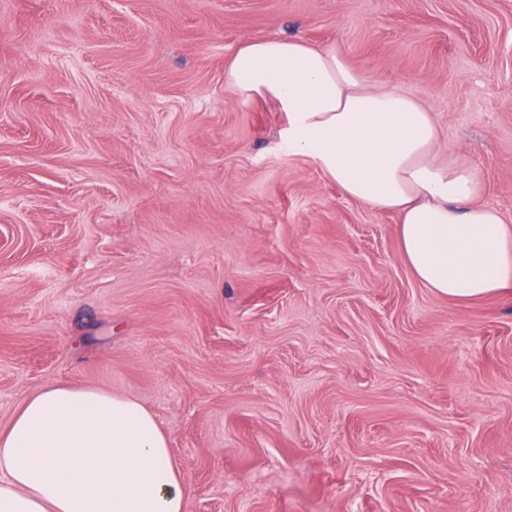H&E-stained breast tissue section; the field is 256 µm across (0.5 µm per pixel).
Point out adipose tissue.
<instances>
[{"mask_svg":"<svg viewBox=\"0 0 512 512\" xmlns=\"http://www.w3.org/2000/svg\"><path fill=\"white\" fill-rule=\"evenodd\" d=\"M239 92L276 100L288 141L341 193L399 216L402 256L439 296H512V224L482 170L444 146L433 113L371 84L335 45L268 36L235 52ZM0 512H186L166 435L138 401L50 385L0 429Z\"/></svg>","mask_w":512,"mask_h":512,"instance_id":"obj_1","label":"adipose tissue"}]
</instances>
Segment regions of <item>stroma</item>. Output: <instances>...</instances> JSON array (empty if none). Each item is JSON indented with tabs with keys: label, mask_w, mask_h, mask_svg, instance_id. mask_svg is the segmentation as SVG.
Returning <instances> with one entry per match:
<instances>
[{
	"label": "stroma",
	"mask_w": 512,
	"mask_h": 512,
	"mask_svg": "<svg viewBox=\"0 0 512 512\" xmlns=\"http://www.w3.org/2000/svg\"><path fill=\"white\" fill-rule=\"evenodd\" d=\"M336 44L512 219V0H0V427L133 398L187 512H512V300L457 304L224 67Z\"/></svg>",
	"instance_id": "1"
}]
</instances>
